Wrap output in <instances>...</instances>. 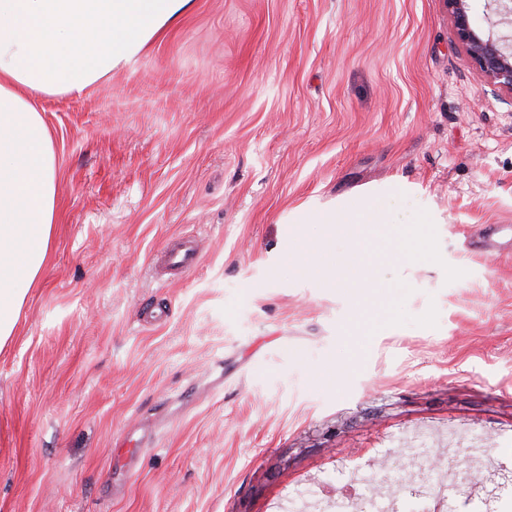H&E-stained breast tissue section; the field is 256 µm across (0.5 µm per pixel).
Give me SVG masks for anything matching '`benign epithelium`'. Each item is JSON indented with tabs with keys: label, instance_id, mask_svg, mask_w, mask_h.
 Returning a JSON list of instances; mask_svg holds the SVG:
<instances>
[{
	"label": "benign epithelium",
	"instance_id": "benign-epithelium-1",
	"mask_svg": "<svg viewBox=\"0 0 512 512\" xmlns=\"http://www.w3.org/2000/svg\"><path fill=\"white\" fill-rule=\"evenodd\" d=\"M496 17L491 25H505L501 35H484L469 17V0H445L457 40L488 84L512 96V0H487Z\"/></svg>",
	"mask_w": 512,
	"mask_h": 512
}]
</instances>
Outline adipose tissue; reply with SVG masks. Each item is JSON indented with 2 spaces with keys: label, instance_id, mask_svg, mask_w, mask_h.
<instances>
[{
  "label": "adipose tissue",
  "instance_id": "adipose-tissue-1",
  "mask_svg": "<svg viewBox=\"0 0 512 512\" xmlns=\"http://www.w3.org/2000/svg\"><path fill=\"white\" fill-rule=\"evenodd\" d=\"M191 0H0V350L15 334L39 279L56 222L57 157L35 102L81 94L111 78L190 6ZM403 185L370 187L327 209L308 203L290 224H328L349 237L350 251L326 267L313 249L310 268L326 269L335 287L369 281L370 236L386 221V202Z\"/></svg>",
  "mask_w": 512,
  "mask_h": 512
}]
</instances>
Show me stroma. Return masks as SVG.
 <instances>
[{"label":"stroma","instance_id":"stroma-1","mask_svg":"<svg viewBox=\"0 0 512 512\" xmlns=\"http://www.w3.org/2000/svg\"><path fill=\"white\" fill-rule=\"evenodd\" d=\"M37 106L57 221L0 352V512H357L340 488L400 497L398 455L415 486L482 461L445 512H512V246H472L512 226V96L444 0H193ZM388 182L439 259L353 300L290 261L321 227L285 212ZM166 264L169 267L191 270L197 263V252L194 248L187 245L178 247H169L164 252Z\"/></svg>","mask_w":512,"mask_h":512}]
</instances>
